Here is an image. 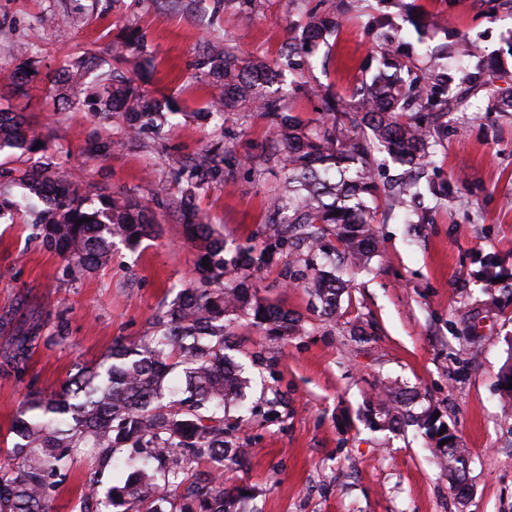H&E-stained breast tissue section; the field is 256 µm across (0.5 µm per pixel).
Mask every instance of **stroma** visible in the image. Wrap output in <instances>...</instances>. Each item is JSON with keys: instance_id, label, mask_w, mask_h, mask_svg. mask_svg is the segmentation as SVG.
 <instances>
[{"instance_id": "35a3bbf8", "label": "stroma", "mask_w": 512, "mask_h": 512, "mask_svg": "<svg viewBox=\"0 0 512 512\" xmlns=\"http://www.w3.org/2000/svg\"><path fill=\"white\" fill-rule=\"evenodd\" d=\"M318 2L253 0L243 23L222 0H197L188 13L163 0H0V70L15 68L11 50L23 44L34 69L53 79L89 51L92 83L120 55L129 75L148 70L151 96H168L180 109L167 132L132 139L118 112L102 117L37 89L24 99L0 96V108L27 115L46 142L38 152L0 153V169L52 163L81 174L89 194L145 201L162 228L136 248L117 244L110 263L71 282L64 259L31 226L0 218V311L36 304L51 316L50 341L35 350L25 375H0V467L10 463L4 438L12 413L30 393L56 394L76 365L100 363L115 342L148 335L177 285L193 279L195 250L174 211L181 189L174 173L188 157L219 140L231 147L238 165L207 179L194 204L227 239L264 247L266 201L285 173L268 155L272 135L256 114L242 113L228 132L200 119L217 85L205 73L204 46L275 59L291 26ZM417 3L448 23L429 46L463 34L491 51L512 46L510 10L491 17L478 0ZM378 7L353 0L342 12L330 47H319L287 89L293 117L319 119L321 94L350 98L374 73L367 24ZM130 30L142 49L126 47ZM486 105L480 94L448 115L428 171L452 192L424 196L427 223L407 224L378 208L380 251L353 276L335 318L325 319L309 289L294 282L301 265L287 254L258 271L260 295L301 317L304 331L275 336L243 320L231 329L252 416L237 432L248 459L224 477L250 488L246 512H512V424L502 417L498 385L512 356V296L491 298L484 277L493 258L512 283V114ZM385 384L413 393L412 411L433 409L455 427L469 450L467 499L449 491L432 442L414 427L373 422L369 409ZM92 484L106 494L112 475L100 472L89 450L53 491L51 512H80Z\"/></svg>"}]
</instances>
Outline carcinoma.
<instances>
[{"label": "carcinoma", "mask_w": 512, "mask_h": 512, "mask_svg": "<svg viewBox=\"0 0 512 512\" xmlns=\"http://www.w3.org/2000/svg\"><path fill=\"white\" fill-rule=\"evenodd\" d=\"M405 14L419 33L418 42L436 23L405 0H381ZM341 4L323 0L321 9L292 29L280 55L288 71L298 76L294 58L328 44L338 27ZM388 16L373 18L371 55L377 62L371 82L363 83L351 100L323 101L326 118L313 125L296 121L283 98L270 91L281 76L276 65L245 58L227 47L209 46L210 72L224 80V92L210 103L208 115L224 127L238 124L240 112L258 114L275 140L271 156L286 173L283 192L269 200L270 235L259 254L231 246L194 207L195 190L207 175L237 162L232 150L212 148L187 160L178 175L185 183L176 212L185 239L196 251L197 278L183 286L173 302L155 317L152 331L139 344L117 342L105 360L78 370L61 392L33 393L17 408L9 427L12 463L0 467V512H51V495L62 484L72 463L86 448H95L112 462L118 484L104 501L106 512H166L172 496L179 512H242L245 488L224 484V462L236 463L248 449L226 439L231 429L224 405L244 408L247 380L227 360L229 329L239 319L281 336L303 330L301 320L281 312L258 291L242 283L224 284L228 268L250 277L272 253L286 246L322 248L330 236L339 247L312 267L306 281L326 318L336 315L344 276L365 268L379 250L372 223L379 202L414 220L407 197L420 196V169L430 160L434 137L443 131L441 119L462 112L470 97L486 92L487 111L512 112V85L497 82L508 75L485 49L467 37L450 54L466 60L458 81L438 65L416 66V51L404 49L390 32ZM19 65L3 72L0 83L18 97L30 95L38 72L26 52H15ZM100 114L125 112L129 131L154 125L178 114L167 98L147 97L125 71L114 68L101 90L92 93ZM40 135L23 116L0 110V152L34 151ZM387 154L406 167L390 185L376 179L377 155ZM19 183L24 192L13 197L0 191V216L8 212L34 216L45 247L66 261L68 275L77 279L107 264L115 241L130 247L155 232L149 207L136 200L111 196L94 202L83 191V178L43 163L18 173L0 170V183ZM81 224H76V221ZM207 260L208 266L202 265ZM43 314L14 319L0 314V328L11 330L0 349V370L20 376L27 371L32 349L44 339ZM180 370L181 380L171 374ZM386 403L379 407L391 427L412 425L435 442V464L449 488L465 494L468 453L447 424L426 409L414 414L407 405L415 396L385 386ZM207 459L216 464L203 481L186 483L183 466Z\"/></svg>", "instance_id": "cac0c4a2"}]
</instances>
